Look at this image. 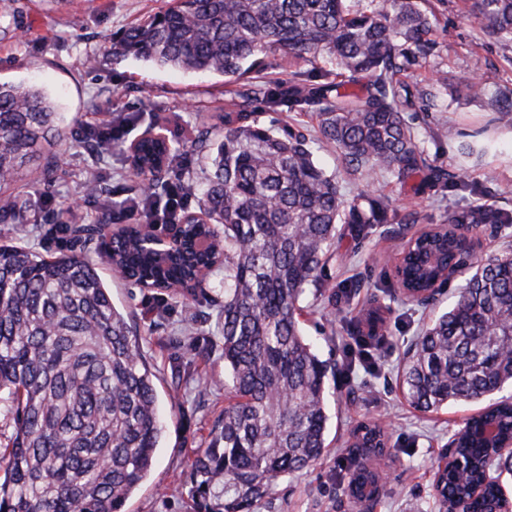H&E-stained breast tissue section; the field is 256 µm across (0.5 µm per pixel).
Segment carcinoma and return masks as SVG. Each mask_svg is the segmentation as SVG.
Segmentation results:
<instances>
[{"instance_id": "1", "label": "carcinoma", "mask_w": 512, "mask_h": 512, "mask_svg": "<svg viewBox=\"0 0 512 512\" xmlns=\"http://www.w3.org/2000/svg\"><path fill=\"white\" fill-rule=\"evenodd\" d=\"M171 0L170 6L127 27L113 48L159 68L206 71L228 78L231 109L224 133L203 145L209 159L200 189L202 218L189 225L210 240L205 251L160 257L141 247L134 227L112 232L107 222L70 223L60 206L50 233L60 241L47 257L23 244H0V410L12 416L10 443L0 454V512H123L150 473L164 427L157 410L155 372L126 316L112 304L98 258L144 288L166 290L224 270V389L232 402L224 422L191 464L198 512H252L274 484L315 465L326 452L328 394L334 366L316 352L299 320L314 290L332 306L349 303L354 289L331 286L324 271L336 251L341 224L364 237L387 219L388 202L360 194L346 201L336 175L314 160L300 131L278 133L260 123L250 103L263 99L290 112L315 109L318 133L334 145L355 179L382 174L415 195L446 179L477 192L462 171L448 174L429 161L424 140L409 122L415 99L432 96L410 83L428 52L429 0ZM483 33L512 45V0H466ZM288 55L291 65L329 57L336 72L296 71L271 87L239 83ZM50 98L36 85L0 81V223L15 217L12 191L30 164L34 194L50 197L61 155L42 157L60 136ZM143 174L148 190L114 202L93 170L88 193L102 211L139 212L192 191L175 173L177 148L164 140L106 141ZM457 224H512V213L478 196L452 210L418 238L404 257L405 301L448 281L460 250ZM366 343L383 342L376 307L351 319ZM512 385V260L489 256L467 274L448 306L417 337L402 374V390L422 412L457 403H482L469 428L454 434L461 453L475 459L465 474L435 472L439 512L478 481L484 468L512 475V457L479 432L512 434V402L496 396ZM388 437L376 422L359 425L347 460L346 490L376 501L379 476L367 465L385 453ZM500 488L488 486L472 512H494Z\"/></svg>"}]
</instances>
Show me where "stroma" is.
<instances>
[{"label":"stroma","mask_w":512,"mask_h":512,"mask_svg":"<svg viewBox=\"0 0 512 512\" xmlns=\"http://www.w3.org/2000/svg\"><path fill=\"white\" fill-rule=\"evenodd\" d=\"M166 0H0V80L35 83L57 99L63 117L65 155L53 189L56 203H76L84 221L98 215V203L79 191L87 168L104 175L103 185L113 200L137 185L125 169L120 152H96L83 144L84 127L135 115L124 137L133 140L150 120L179 150L177 167L185 181L204 177L205 160L194 146L204 123H218L227 106L225 78L207 72L156 68L112 50V40L130 23L155 13ZM435 16L429 39L432 49L416 72L421 86L443 75L437 87L442 112L416 104L414 117L433 165L446 167L455 151L452 144L430 137L435 119L454 124L462 135L481 131L487 151L469 160L468 179L495 196L498 206L512 211V128L499 125L491 98L512 90V46L484 36L469 16L463 0H433ZM483 78L486 97L453 99L450 84L467 76ZM341 192L352 198L375 192L389 202L387 221L374 225L368 237L354 241L343 235L336 257L326 268L327 280L351 284L356 294L343 312L326 297L308 296L311 307L305 328L316 340L322 358L336 366V385L330 399L332 419L327 454L314 466L276 482L253 512H355L339 479L347 455V440L362 421L382 422L390 434L388 453L376 461L380 498L374 512H438L432 482L437 461L448 441L477 405H452L436 413L410 406L399 388L398 371L410 354L421 328L446 311L465 283L454 276L440 294L423 303L389 305L385 341L371 362L348 365L346 352L353 340L344 320L358 315L371 294L393 285L392 266L397 238L439 223L444 212L462 208L460 193L437 186L421 199L412 198L389 178L342 180ZM50 209H34L28 195H20L12 223L0 224V239L21 241L38 252L54 251L42 227L52 223ZM101 274L114 305L130 320L140 348L158 375L159 408L165 432L153 468L126 503L125 512H194L191 463L198 449L224 417L229 402L224 393V345L218 323L222 294L209 293L182 304L166 293L121 279L109 267Z\"/></svg>","instance_id":"1"}]
</instances>
